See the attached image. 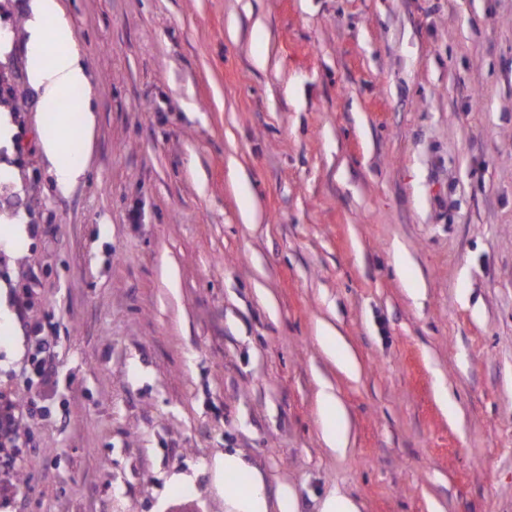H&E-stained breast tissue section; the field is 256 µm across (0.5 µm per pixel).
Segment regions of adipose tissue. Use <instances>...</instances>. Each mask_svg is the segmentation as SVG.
Returning <instances> with one entry per match:
<instances>
[{"label": "adipose tissue", "instance_id": "adipose-tissue-1", "mask_svg": "<svg viewBox=\"0 0 512 512\" xmlns=\"http://www.w3.org/2000/svg\"><path fill=\"white\" fill-rule=\"evenodd\" d=\"M31 57L30 78L40 90L44 103L55 106L57 127L45 138L43 147L56 163L61 188L75 184L85 170L83 157L67 158L73 140L86 139L90 127L74 123L72 114L62 111L73 89L86 86L87 77L74 46L72 32L58 0H33L27 23Z\"/></svg>", "mask_w": 512, "mask_h": 512}]
</instances>
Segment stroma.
Masks as SVG:
<instances>
[{
    "mask_svg": "<svg viewBox=\"0 0 512 512\" xmlns=\"http://www.w3.org/2000/svg\"><path fill=\"white\" fill-rule=\"evenodd\" d=\"M59 3L65 190L0 0V512H231L228 454L268 512H512V0ZM80 114V122H73L72 114ZM89 102L85 98L75 107L73 112H56V132L44 139L43 147L49 158L56 161V179L61 188H68L75 184L84 173L85 159L82 154L68 161H61L62 156L68 151L74 139L85 140L88 137L90 126L84 124L81 114L89 113ZM35 336H29L34 340L35 353L31 359V364L34 365V377L38 383L48 384L55 375L54 367L47 358L49 348L42 336H40L41 329L36 328L33 331ZM321 400L324 405L331 411L335 412L342 421L340 429L336 431V427H327L323 431V441L325 445L335 451H342L347 446L346 428L344 424V416L340 411L336 398L333 393L327 390L321 392Z\"/></svg>",
    "mask_w": 512,
    "mask_h": 512,
    "instance_id": "35a3bbf8",
    "label": "stroma"
}]
</instances>
